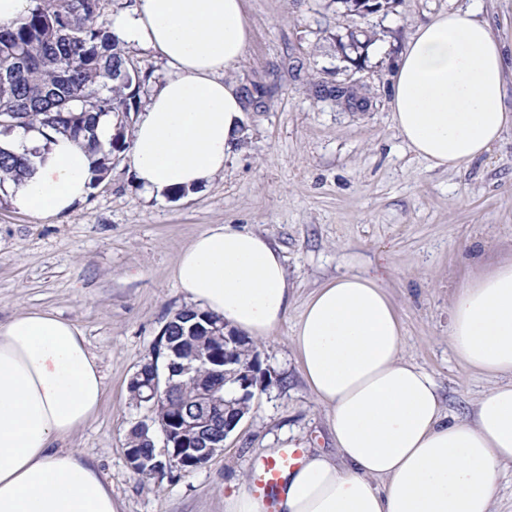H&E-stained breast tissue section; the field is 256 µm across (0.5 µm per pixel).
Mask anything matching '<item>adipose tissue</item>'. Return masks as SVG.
Returning <instances> with one entry per match:
<instances>
[{
    "label": "adipose tissue",
    "mask_w": 512,
    "mask_h": 512,
    "mask_svg": "<svg viewBox=\"0 0 512 512\" xmlns=\"http://www.w3.org/2000/svg\"><path fill=\"white\" fill-rule=\"evenodd\" d=\"M122 41L152 49L173 74L132 127L127 159L147 195L195 189L224 171L248 106L228 75L251 41L243 0H135L112 20ZM503 43L478 7L420 24L394 68L402 140L432 167L458 170L512 126ZM0 144L31 170L7 182L13 209L60 215L89 192L91 159L69 137L18 129ZM172 278L194 307L263 340L289 321L284 258L263 235L218 224L177 257ZM387 267L317 288L293 321L301 375L338 451L288 473L277 512H493L512 464V260L456 288L448 341L490 379L471 418L445 414L434 377L404 356ZM96 356L68 320L21 310L0 324V512H121L90 464L59 447L99 412Z\"/></svg>",
    "instance_id": "1"
}]
</instances>
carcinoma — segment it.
<instances>
[{
  "label": "carcinoma",
  "instance_id": "carcinoma-1",
  "mask_svg": "<svg viewBox=\"0 0 512 512\" xmlns=\"http://www.w3.org/2000/svg\"><path fill=\"white\" fill-rule=\"evenodd\" d=\"M26 19L15 27L0 26V113L9 115L0 134L37 126L55 134L81 139L92 156L91 185L103 181L114 158L130 147L131 113L139 111L140 92L150 78L123 47L104 19L108 0H33ZM381 32L350 30L336 36L342 50L355 53L380 39ZM113 120V134L103 143L96 134L100 119ZM30 169V160L0 146V188L17 181ZM191 317L164 329L169 345L178 351L176 364L195 362L202 350L199 336L190 329ZM254 341L244 339L236 350V361H257ZM178 386L168 403L152 410L156 423L172 416L193 418L203 411L192 387L180 373H173ZM126 445L154 461L152 431L134 424Z\"/></svg>",
  "mask_w": 512,
  "mask_h": 512
}]
</instances>
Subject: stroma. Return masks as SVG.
<instances>
[{
  "mask_svg": "<svg viewBox=\"0 0 512 512\" xmlns=\"http://www.w3.org/2000/svg\"><path fill=\"white\" fill-rule=\"evenodd\" d=\"M468 4L400 0L386 16L361 19L340 0H244L252 39L230 77L272 95L264 111L245 112L223 174L156 199L122 156L84 202L49 218L15 211L0 193V323L21 309L51 310L85 337L105 398L59 445L97 466L122 512H224L232 484L252 482L268 450L292 444L335 454L325 412L301 376L291 321L323 283L380 258L392 271L387 290L404 325L405 356L434 376L449 415H470L489 382L454 357L448 308L456 286L512 258V127L466 168L442 170L402 141L390 104L392 62L417 26ZM479 8L506 45L512 109V0H480ZM359 27L382 31V51L354 72L335 37ZM350 73L369 86L370 111L343 112L309 96L310 78ZM216 224L260 233L280 249L290 320L260 341L269 385L223 453L203 469L147 480L125 461L128 429L149 415L127 386L165 323L189 305L171 277L177 255Z\"/></svg>",
  "mask_w": 512,
  "mask_h": 512,
  "instance_id": "1",
  "label": "stroma"
}]
</instances>
